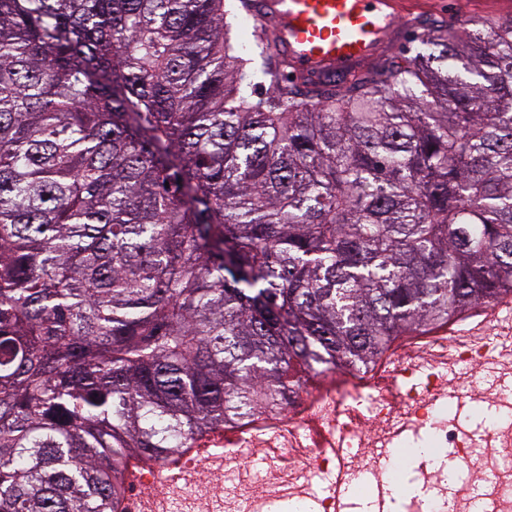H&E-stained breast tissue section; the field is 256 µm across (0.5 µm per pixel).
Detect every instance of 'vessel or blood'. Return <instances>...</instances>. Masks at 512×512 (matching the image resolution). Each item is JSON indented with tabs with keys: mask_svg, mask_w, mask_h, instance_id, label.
<instances>
[{
	"mask_svg": "<svg viewBox=\"0 0 512 512\" xmlns=\"http://www.w3.org/2000/svg\"><path fill=\"white\" fill-rule=\"evenodd\" d=\"M294 73L312 83L359 73L408 38L397 0H252Z\"/></svg>",
	"mask_w": 512,
	"mask_h": 512,
	"instance_id": "b4317fda",
	"label": "vessel or blood"
}]
</instances>
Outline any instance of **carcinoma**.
<instances>
[{
  "label": "carcinoma",
  "mask_w": 512,
  "mask_h": 512,
  "mask_svg": "<svg viewBox=\"0 0 512 512\" xmlns=\"http://www.w3.org/2000/svg\"><path fill=\"white\" fill-rule=\"evenodd\" d=\"M247 2L0 0V512L512 295V19L322 88Z\"/></svg>",
  "instance_id": "1"
}]
</instances>
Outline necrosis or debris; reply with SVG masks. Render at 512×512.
I'll use <instances>...</instances> for the list:
<instances>
[{
	"mask_svg": "<svg viewBox=\"0 0 512 512\" xmlns=\"http://www.w3.org/2000/svg\"><path fill=\"white\" fill-rule=\"evenodd\" d=\"M494 369L512 373V316L493 313L479 336L444 331L395 340L374 365L363 370H336L303 384L288 398L277 416L259 415L235 431L232 447L212 459L179 457L176 463L159 461L144 467L129 484L122 512H143L148 493L165 489L176 512H196L213 477L224 481V512H258L260 504L293 499L303 506L311 474L336 478L357 466L379 468L390 455L398 431L427 429L426 443L404 440L403 455L420 446L495 449L500 465L485 497L494 499L498 512H512V420L502 419L481 438L461 431L440 413L447 396L471 398L464 373ZM270 449L266 466L254 472L246 466L261 449ZM362 449L355 458L354 449Z\"/></svg>",
	"mask_w": 512,
	"mask_h": 512,
	"instance_id": "4bbe7bcc",
	"label": "necrosis or debris"
}]
</instances>
